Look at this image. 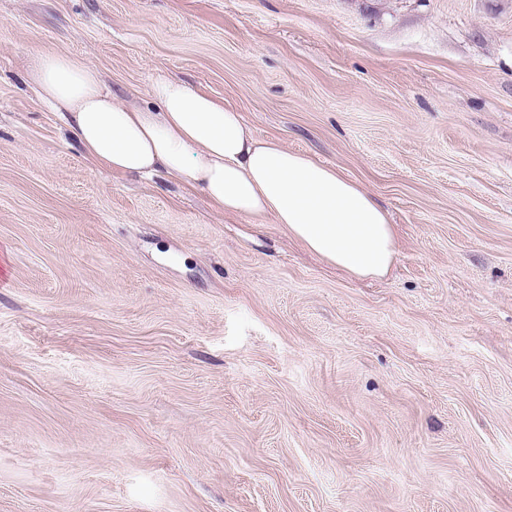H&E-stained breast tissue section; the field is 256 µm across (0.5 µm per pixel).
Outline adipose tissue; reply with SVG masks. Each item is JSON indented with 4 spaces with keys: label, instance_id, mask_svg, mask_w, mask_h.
<instances>
[{
    "label": "adipose tissue",
    "instance_id": "1",
    "mask_svg": "<svg viewBox=\"0 0 512 512\" xmlns=\"http://www.w3.org/2000/svg\"><path fill=\"white\" fill-rule=\"evenodd\" d=\"M28 79L64 115L71 136L108 169L158 172L200 190L226 214L273 218L308 249L349 274L380 279L397 255L393 227L370 194L335 167L257 138L240 112L187 84L157 78L152 108L118 102L84 61L36 55Z\"/></svg>",
    "mask_w": 512,
    "mask_h": 512
}]
</instances>
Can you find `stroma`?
Segmentation results:
<instances>
[{
	"label": "stroma",
	"mask_w": 512,
	"mask_h": 512,
	"mask_svg": "<svg viewBox=\"0 0 512 512\" xmlns=\"http://www.w3.org/2000/svg\"><path fill=\"white\" fill-rule=\"evenodd\" d=\"M42 51L336 167L390 274L93 164ZM0 512H512V0H0Z\"/></svg>",
	"instance_id": "35a3bbf8"
}]
</instances>
